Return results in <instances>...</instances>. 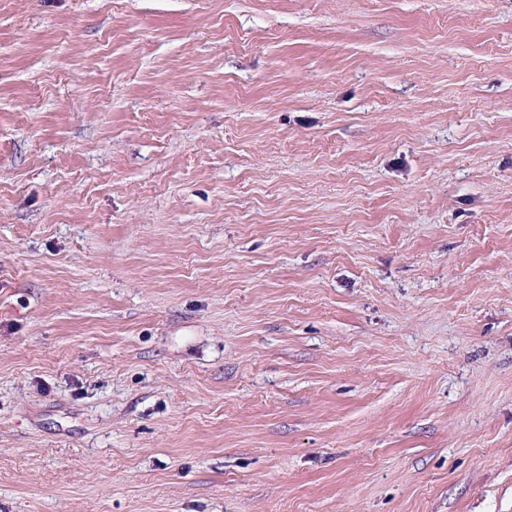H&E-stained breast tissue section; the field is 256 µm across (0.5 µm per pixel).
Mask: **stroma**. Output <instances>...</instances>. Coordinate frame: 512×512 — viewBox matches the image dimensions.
<instances>
[{"instance_id":"obj_1","label":"stroma","mask_w":512,"mask_h":512,"mask_svg":"<svg viewBox=\"0 0 512 512\" xmlns=\"http://www.w3.org/2000/svg\"><path fill=\"white\" fill-rule=\"evenodd\" d=\"M0 512H512V0H0Z\"/></svg>"}]
</instances>
